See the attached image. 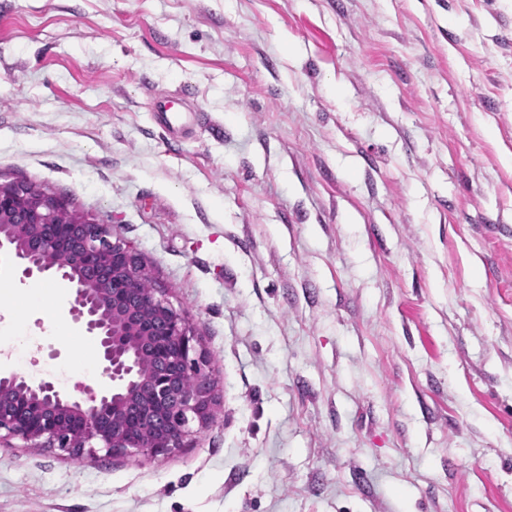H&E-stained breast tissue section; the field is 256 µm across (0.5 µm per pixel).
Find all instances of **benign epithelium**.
I'll use <instances>...</instances> for the list:
<instances>
[{
    "instance_id": "benign-epithelium-1",
    "label": "benign epithelium",
    "mask_w": 512,
    "mask_h": 512,
    "mask_svg": "<svg viewBox=\"0 0 512 512\" xmlns=\"http://www.w3.org/2000/svg\"><path fill=\"white\" fill-rule=\"evenodd\" d=\"M14 251L22 279L55 277L75 288L71 319L98 346L102 382L76 399L54 381L0 372V432L33 446L157 456L182 447L189 425L217 405L209 359L187 319L154 288L112 226L69 210L22 182L0 183V251Z\"/></svg>"
}]
</instances>
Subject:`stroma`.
I'll use <instances>...</instances> for the list:
<instances>
[{
	"label": "stroma",
	"mask_w": 512,
	"mask_h": 512,
	"mask_svg": "<svg viewBox=\"0 0 512 512\" xmlns=\"http://www.w3.org/2000/svg\"><path fill=\"white\" fill-rule=\"evenodd\" d=\"M8 181L134 247L218 405L168 455L2 439L0 512H512V0H0ZM37 285L12 370L97 386L0 251V310ZM153 112L161 114L162 125L169 131H182L189 128L193 112L187 108L174 109L171 101L166 97L155 102Z\"/></svg>",
	"instance_id": "obj_1"
}]
</instances>
